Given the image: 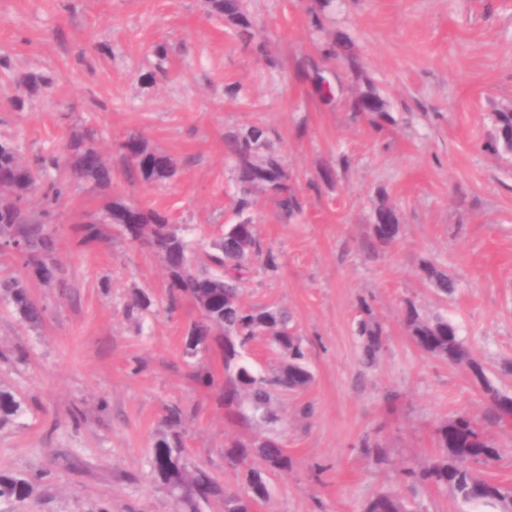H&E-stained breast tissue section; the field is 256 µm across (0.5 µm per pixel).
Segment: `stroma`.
<instances>
[{"label": "stroma", "instance_id": "1", "mask_svg": "<svg viewBox=\"0 0 512 512\" xmlns=\"http://www.w3.org/2000/svg\"><path fill=\"white\" fill-rule=\"evenodd\" d=\"M318 4L249 0L248 44L207 0H0V140L26 162L58 156L45 185L68 165L70 137L95 130L113 193L165 211L196 247L239 220L225 135L266 128L305 212L285 222L259 194L253 218L278 268L254 266L244 301L288 308L314 379L276 401L295 466L271 479L253 512H361L385 491L429 512H459L451 493L409 489L400 473L432 456L440 422L462 410L482 416L479 389L419 350L402 311L410 300L427 317L455 318L472 355L512 393V374L500 369L512 359V155L486 148L494 113L512 109V0ZM333 38L350 41L360 72L324 60L318 44ZM318 71L333 100L318 95ZM25 76L52 82L33 91ZM369 86L391 115L380 130L347 107ZM134 134L174 159L172 178L127 179L120 145ZM383 196L401 230L375 255L368 243ZM101 204L87 183L52 205L47 223L68 286L29 282L45 308L40 325L0 297V386L22 404L0 428V475L40 480L27 498L0 499V512H220L214 501L179 503L150 460L165 409L178 404L187 411L185 467L233 483L224 443L239 429L215 392L221 350L185 356L200 313L188 299L168 309L155 254L117 235L79 243L74 226ZM425 260L456 276L451 297L421 282ZM141 292L156 304L135 320L127 305ZM364 303L384 328L370 367L355 334ZM197 371L211 373L214 388L200 386ZM367 439L385 448V461Z\"/></svg>", "mask_w": 512, "mask_h": 512}]
</instances>
